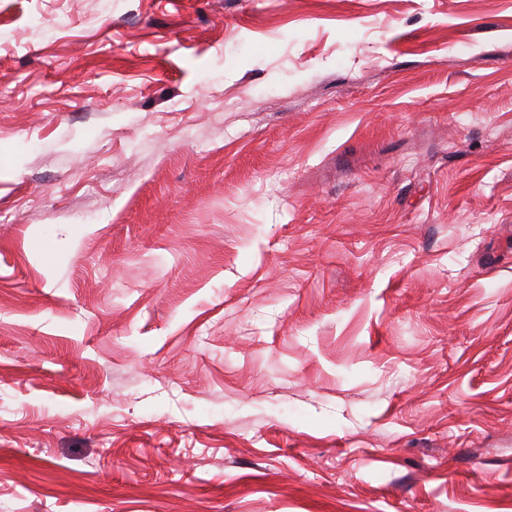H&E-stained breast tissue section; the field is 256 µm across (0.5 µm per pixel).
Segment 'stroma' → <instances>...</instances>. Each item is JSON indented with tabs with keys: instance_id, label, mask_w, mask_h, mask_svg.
Wrapping results in <instances>:
<instances>
[{
	"instance_id": "obj_1",
	"label": "stroma",
	"mask_w": 512,
	"mask_h": 512,
	"mask_svg": "<svg viewBox=\"0 0 512 512\" xmlns=\"http://www.w3.org/2000/svg\"><path fill=\"white\" fill-rule=\"evenodd\" d=\"M0 512H512V0H0Z\"/></svg>"
}]
</instances>
